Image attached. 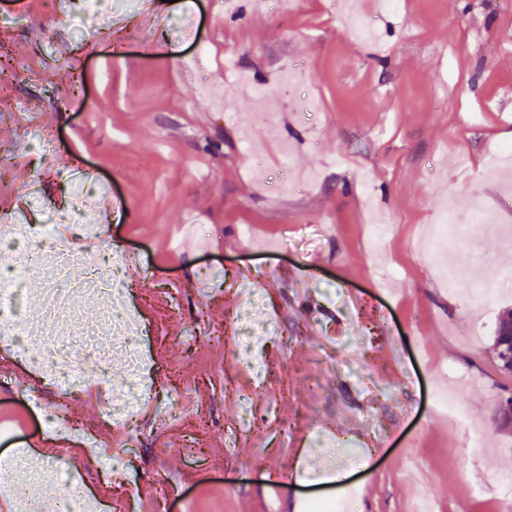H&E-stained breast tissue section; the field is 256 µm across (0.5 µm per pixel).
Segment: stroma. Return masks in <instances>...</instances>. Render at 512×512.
<instances>
[{
	"mask_svg": "<svg viewBox=\"0 0 512 512\" xmlns=\"http://www.w3.org/2000/svg\"><path fill=\"white\" fill-rule=\"evenodd\" d=\"M48 9L0 0V44L12 56L0 75V212L44 223L64 179L88 167L112 184L110 210L95 219L109 224V250L144 265L128 286L144 299L175 411L144 419L136 447L116 455L141 512H153L161 486L169 512H307L326 498L343 512H409L422 497L432 512H503L512 428L494 419L512 373L499 370L493 336L512 309V241L498 248L463 227L443 253L427 229L451 206L512 237V192L481 176L512 142V0H404L398 14L361 0L376 40L346 27L330 0H288L284 12L271 0H91L66 25ZM103 13L111 30L84 50L80 30ZM198 43L208 56L184 63ZM71 54L85 96L61 112L57 101L72 94L61 59ZM228 55L272 90L284 68L304 66L320 112H282L272 134L246 92L224 111L213 91ZM17 100L54 134L50 162ZM285 145L295 170L334 165L280 194ZM35 176L32 204L22 189ZM376 217L392 226L382 247L367 236ZM186 224L200 226L208 252L176 248ZM393 270L401 279H379ZM476 278L497 294L467 301ZM245 286L266 323L251 341L225 340L244 315ZM36 359L32 349L0 360V429L77 471L101 499L119 496L120 485L100 484L95 460L46 438L40 414L13 400L15 388L39 389ZM450 368L470 380L459 399L488 446L467 462L461 428L434 405ZM188 395L206 405L203 425L181 415Z\"/></svg>",
	"mask_w": 512,
	"mask_h": 512,
	"instance_id": "stroma-1",
	"label": "stroma"
}]
</instances>
